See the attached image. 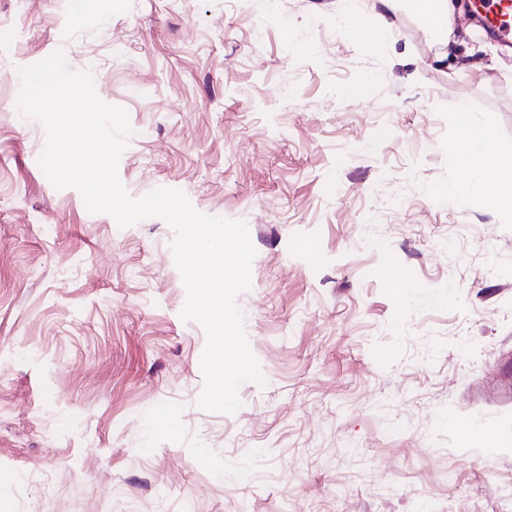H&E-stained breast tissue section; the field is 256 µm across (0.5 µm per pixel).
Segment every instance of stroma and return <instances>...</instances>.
Returning <instances> with one entry per match:
<instances>
[{
  "instance_id": "35a3bbf8",
  "label": "stroma",
  "mask_w": 512,
  "mask_h": 512,
  "mask_svg": "<svg viewBox=\"0 0 512 512\" xmlns=\"http://www.w3.org/2000/svg\"><path fill=\"white\" fill-rule=\"evenodd\" d=\"M455 2L440 45L379 0H0V512H512V451L448 426L512 429V215L442 195L459 103L512 149V47ZM59 50L128 112L131 197L248 226L235 414L197 405L170 225L40 167L19 71Z\"/></svg>"
}]
</instances>
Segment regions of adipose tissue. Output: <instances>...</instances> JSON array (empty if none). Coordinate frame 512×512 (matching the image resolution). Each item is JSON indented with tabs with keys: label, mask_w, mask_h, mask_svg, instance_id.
<instances>
[{
	"label": "adipose tissue",
	"mask_w": 512,
	"mask_h": 512,
	"mask_svg": "<svg viewBox=\"0 0 512 512\" xmlns=\"http://www.w3.org/2000/svg\"><path fill=\"white\" fill-rule=\"evenodd\" d=\"M461 136L453 145L454 154L462 160L467 178L448 186L449 196L489 192L500 210L512 211V162H505L497 149L491 131L465 108L457 110Z\"/></svg>",
	"instance_id": "1"
}]
</instances>
